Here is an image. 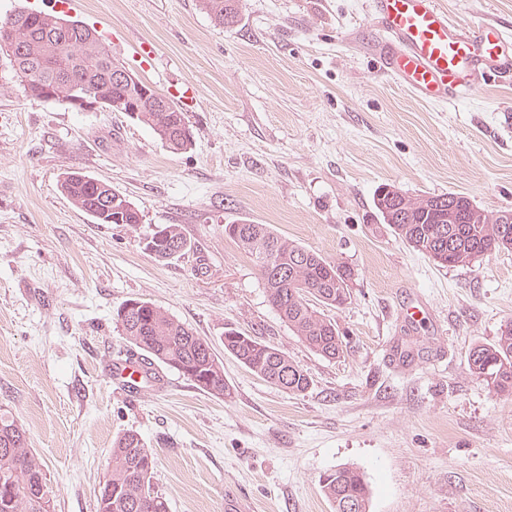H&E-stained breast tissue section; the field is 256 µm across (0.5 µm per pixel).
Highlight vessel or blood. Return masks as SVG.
<instances>
[{
	"instance_id": "obj_1",
	"label": "vessel or blood",
	"mask_w": 512,
	"mask_h": 512,
	"mask_svg": "<svg viewBox=\"0 0 512 512\" xmlns=\"http://www.w3.org/2000/svg\"><path fill=\"white\" fill-rule=\"evenodd\" d=\"M369 19L381 35L384 74L423 101L445 102L485 81L512 80V36L490 24L459 25L440 0H371ZM110 374L129 394L149 377L136 358Z\"/></svg>"
}]
</instances>
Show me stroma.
Instances as JSON below:
<instances>
[{"mask_svg": "<svg viewBox=\"0 0 512 512\" xmlns=\"http://www.w3.org/2000/svg\"><path fill=\"white\" fill-rule=\"evenodd\" d=\"M441 2L460 24L512 34V0ZM18 8L106 33L113 59L179 105L193 134L174 154L125 113L30 101L0 56V409L41 458L56 512H96L129 430L156 455L169 512H225L232 495L254 512H333L318 480L345 464L368 482V512H512V396L467 361L512 320V252L442 268L373 208L392 183L512 209V82L421 101L379 69L367 0H242L231 28L199 0H0V16ZM69 171L112 185L141 223H94L60 190ZM241 220L353 269L350 304L327 311L344 355L314 353L280 319L253 256L224 234ZM162 224L191 251H145ZM130 298L208 340L229 395L160 364L164 390L125 395L108 367L125 355L116 311ZM416 305L420 324L404 316ZM230 327L287 353L307 392L225 355Z\"/></svg>", "mask_w": 512, "mask_h": 512, "instance_id": "35a3bbf8", "label": "stroma"}]
</instances>
